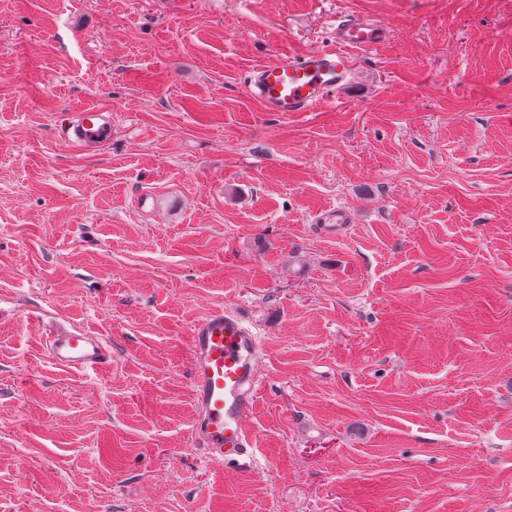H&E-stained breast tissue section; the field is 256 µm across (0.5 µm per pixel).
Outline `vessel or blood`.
Instances as JSON below:
<instances>
[{
  "instance_id": "vessel-or-blood-1",
  "label": "vessel or blood",
  "mask_w": 512,
  "mask_h": 512,
  "mask_svg": "<svg viewBox=\"0 0 512 512\" xmlns=\"http://www.w3.org/2000/svg\"><path fill=\"white\" fill-rule=\"evenodd\" d=\"M386 26L369 18H337L332 47L298 57L284 55L252 69L249 79L266 111L281 115L311 112L334 101L352 73L353 48L373 49L387 39ZM75 146L104 144L112 138V112L97 106L72 113L63 127ZM342 208L320 212L314 229L323 239L338 236L351 223ZM46 352L57 365L97 374L112 365V348L101 336L78 327L57 326L45 340ZM189 378L196 417L190 431L208 462L251 456L254 439L246 418L261 387V341L237 312L219 309L192 323L188 336Z\"/></svg>"
}]
</instances>
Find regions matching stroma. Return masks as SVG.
Here are the masks:
<instances>
[{
	"label": "stroma",
	"instance_id": "35a3bbf8",
	"mask_svg": "<svg viewBox=\"0 0 512 512\" xmlns=\"http://www.w3.org/2000/svg\"><path fill=\"white\" fill-rule=\"evenodd\" d=\"M339 15L386 42L337 105L265 111L251 70ZM86 105L97 150L62 135ZM220 306L263 353L224 467L187 374ZM63 321L107 372L46 357ZM92 504L512 512V0H0V512ZM66 141L75 146L104 144L112 139V111L98 106L73 112L63 127ZM351 222V213L344 208L328 209L316 216L314 229L320 238L335 239L343 225Z\"/></svg>",
	"mask_w": 512,
	"mask_h": 512
}]
</instances>
